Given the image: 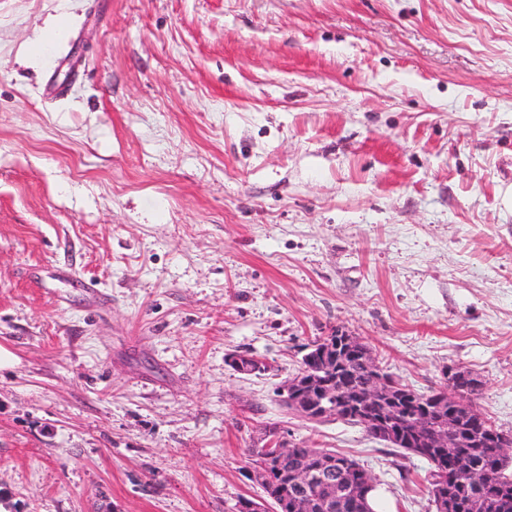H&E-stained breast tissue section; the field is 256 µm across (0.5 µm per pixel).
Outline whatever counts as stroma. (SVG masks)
Wrapping results in <instances>:
<instances>
[{"label":"stroma","instance_id":"stroma-1","mask_svg":"<svg viewBox=\"0 0 512 512\" xmlns=\"http://www.w3.org/2000/svg\"><path fill=\"white\" fill-rule=\"evenodd\" d=\"M339 328L512 432V0H0V512H232L267 424L435 512L281 406ZM228 365L242 375H256L267 372L270 365L263 359L238 351L227 354ZM447 381H448V390L447 388H442L439 394V405L443 408L448 403L457 402L463 403L466 400V396L473 397V395H468L464 393V391L459 387V383L462 379L469 381V388L473 390L475 393L481 391L483 389V381L482 379L470 373H463V369H448L445 373ZM479 393L476 394L478 396Z\"/></svg>","mask_w":512,"mask_h":512}]
</instances>
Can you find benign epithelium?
I'll return each mask as SVG.
<instances>
[{
	"label": "benign epithelium",
	"mask_w": 512,
	"mask_h": 512,
	"mask_svg": "<svg viewBox=\"0 0 512 512\" xmlns=\"http://www.w3.org/2000/svg\"><path fill=\"white\" fill-rule=\"evenodd\" d=\"M344 352L358 355L363 362L369 380L366 385L339 383L336 380V367ZM305 356L314 360L317 370L298 372L281 386L279 396L288 406L312 421L324 419L344 406L358 411V419L367 431L387 441L396 439L404 430L419 443L425 441L432 448L440 449L453 461L448 479L457 484L469 485L478 490L472 508L491 507L484 498L485 473L480 465L460 452L464 440L450 436L448 432L460 429V422L453 412L440 414L434 426L431 440H425L428 417L420 412L405 413L407 401L402 397V387L390 380L386 369L377 361L372 348L359 336L347 330L338 329L328 336H321L306 347ZM228 365L242 375H256L267 372L270 365L263 359L238 351L227 354ZM448 388L440 390L439 405L444 407L452 402L463 403L466 393L459 387L462 380L469 381V388L475 392L483 389L482 379L462 369L446 371ZM259 448L258 454L249 467V475L254 483L264 486L268 483L271 470L283 472L285 487L291 489V512H313L319 502L334 507L350 501L355 506L366 504L367 491L375 485L368 472H362L355 481L343 479L347 462L330 461L319 468L308 465L288 467V454L292 445L280 428L268 426L260 429L253 438ZM272 505L270 498L242 499L237 502L234 512H267Z\"/></svg>",
	"instance_id": "1"
}]
</instances>
